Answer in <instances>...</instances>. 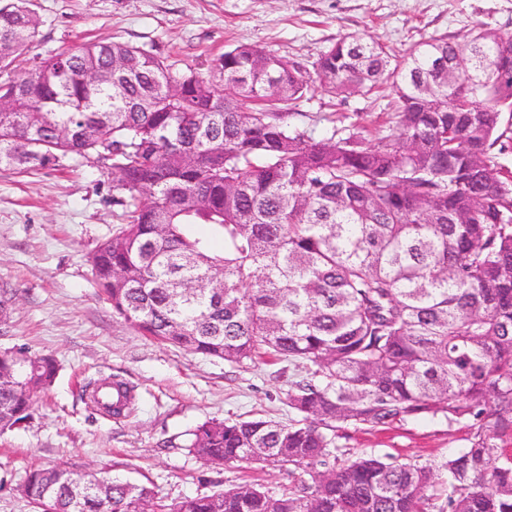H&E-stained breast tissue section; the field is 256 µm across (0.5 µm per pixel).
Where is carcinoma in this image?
Segmentation results:
<instances>
[{"label": "carcinoma", "mask_w": 512, "mask_h": 512, "mask_svg": "<svg viewBox=\"0 0 512 512\" xmlns=\"http://www.w3.org/2000/svg\"><path fill=\"white\" fill-rule=\"evenodd\" d=\"M40 26L30 0L0 4V167L107 153L121 227L91 264L113 315L192 354L304 372L287 393L300 418L212 419L184 447L213 468L288 465L310 480L166 504L144 483L115 479L105 495L94 472L37 467L20 486L37 512H512V451L497 443L512 436V172L491 156L512 38L477 27L463 73L443 37L399 59L340 37L314 63L320 82L344 96L391 83L398 131L316 140L288 125L311 89L296 60L238 45L213 59L216 82L122 42L43 57ZM95 70L112 81L88 80ZM214 277L224 287H206ZM58 371L52 355L0 353V432L30 422ZM439 413L469 423L470 447L420 463L336 443L348 425Z\"/></svg>", "instance_id": "obj_1"}]
</instances>
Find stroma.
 <instances>
[{"label": "stroma", "mask_w": 512, "mask_h": 512, "mask_svg": "<svg viewBox=\"0 0 512 512\" xmlns=\"http://www.w3.org/2000/svg\"><path fill=\"white\" fill-rule=\"evenodd\" d=\"M41 20L39 53L86 41L155 49L178 67L209 76L225 49L249 44L312 66L346 34L400 56L434 37L465 44L479 23L512 36V0H32ZM395 92L347 97L321 85L290 109L288 123L315 139L357 128L374 139L395 132ZM110 161L76 157L47 169H0V292L12 293L0 322V351L50 354L61 370L31 422L0 434V512H32L18 486L33 466L89 468L150 486L168 502L261 483L273 492L302 471L240 462L216 470L182 448V436L210 419H294L281 364L236 365L160 345L112 313L98 296L90 252L117 229L119 194ZM112 377L132 387L125 418L109 417L80 388ZM472 431L443 416L386 427H345L337 443L380 456L427 461L469 447Z\"/></svg>", "instance_id": "1"}]
</instances>
